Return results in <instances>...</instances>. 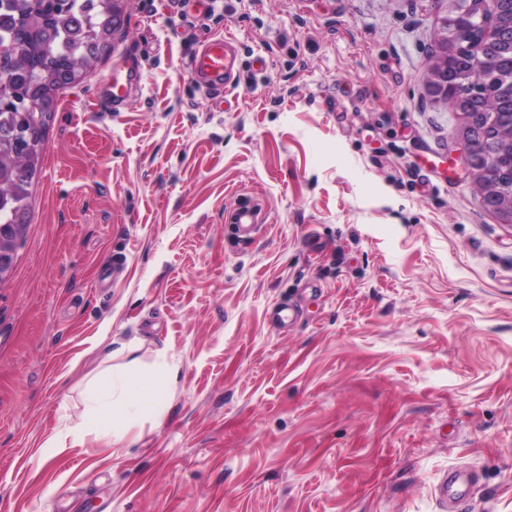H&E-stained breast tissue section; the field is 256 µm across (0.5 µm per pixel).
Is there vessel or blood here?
<instances>
[{"label":"vessel or blood","instance_id":"b4317fda","mask_svg":"<svg viewBox=\"0 0 512 512\" xmlns=\"http://www.w3.org/2000/svg\"><path fill=\"white\" fill-rule=\"evenodd\" d=\"M235 58L230 42L223 38L203 41L189 61V70L194 81L210 94L218 96L231 87L235 75ZM263 221L259 209L250 204L237 207L231 218L232 224L242 233L257 231ZM475 480L473 472L452 469L437 485V492L443 503L460 512L468 500L470 488Z\"/></svg>","mask_w":512,"mask_h":512}]
</instances>
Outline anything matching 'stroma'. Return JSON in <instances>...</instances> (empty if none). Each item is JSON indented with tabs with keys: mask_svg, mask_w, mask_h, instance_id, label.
<instances>
[{
	"mask_svg": "<svg viewBox=\"0 0 512 512\" xmlns=\"http://www.w3.org/2000/svg\"><path fill=\"white\" fill-rule=\"evenodd\" d=\"M125 8L59 96L0 283V512H445L454 467L478 474L462 512H512V223L428 86L446 0ZM224 35L218 106L188 60ZM129 343L178 366L161 418L56 453ZM262 221L261 211L251 204H243L237 207L231 218V224H235L237 229L244 234L257 231Z\"/></svg>",
	"mask_w": 512,
	"mask_h": 512,
	"instance_id": "obj_1",
	"label": "stroma"
}]
</instances>
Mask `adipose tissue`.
<instances>
[{
    "instance_id": "obj_1",
    "label": "adipose tissue",
    "mask_w": 512,
    "mask_h": 512,
    "mask_svg": "<svg viewBox=\"0 0 512 512\" xmlns=\"http://www.w3.org/2000/svg\"><path fill=\"white\" fill-rule=\"evenodd\" d=\"M177 372V366L164 359L147 370L132 361L114 365L103 382L89 386L77 421L66 423L51 439V447L63 451L84 444L87 437L104 436L113 448H123L129 427L161 417L165 394Z\"/></svg>"
}]
</instances>
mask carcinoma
I'll return each instance as SVG.
<instances>
[{
    "label": "carcinoma",
    "mask_w": 512,
    "mask_h": 512,
    "mask_svg": "<svg viewBox=\"0 0 512 512\" xmlns=\"http://www.w3.org/2000/svg\"><path fill=\"white\" fill-rule=\"evenodd\" d=\"M15 15L0 22V42L13 47L3 68L11 73L4 98L16 101L0 109V225L30 224L32 188L39 179L49 121L60 91L81 83L89 58L112 49V40L128 17L124 0H6ZM461 15L462 39L448 56V68L472 73L486 94L512 93V0H506L498 23V39L484 47L482 27ZM454 108L473 119L481 149L503 148L500 129L512 126V110L504 108L490 122L478 116V100L460 99Z\"/></svg>",
    "instance_id": "obj_1"
}]
</instances>
